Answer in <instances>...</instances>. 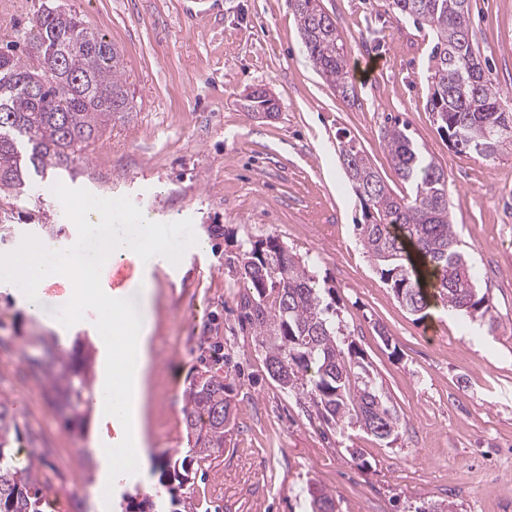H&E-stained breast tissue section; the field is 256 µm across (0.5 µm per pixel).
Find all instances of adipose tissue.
<instances>
[{
    "instance_id": "adipose-tissue-1",
    "label": "adipose tissue",
    "mask_w": 512,
    "mask_h": 512,
    "mask_svg": "<svg viewBox=\"0 0 512 512\" xmlns=\"http://www.w3.org/2000/svg\"><path fill=\"white\" fill-rule=\"evenodd\" d=\"M106 201H98L94 217L83 220L76 234L51 242L38 239L26 246V260L16 255L0 257L8 285L27 313L42 315L44 285L78 281L96 303L98 332L106 351L103 379L95 393V407L113 424L123 425L129 432L125 447L100 444L96 456L108 475L137 471L149 458L148 443L142 434L143 402L151 360L150 327L135 314L126 312L124 294L100 285L103 269L116 265L131 254H160L162 240L153 228L130 238L120 225L99 220Z\"/></svg>"
}]
</instances>
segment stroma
I'll return each mask as SVG.
<instances>
[{
	"label": "stroma",
	"instance_id": "35a3bbf8",
	"mask_svg": "<svg viewBox=\"0 0 512 512\" xmlns=\"http://www.w3.org/2000/svg\"><path fill=\"white\" fill-rule=\"evenodd\" d=\"M336 22L348 63L374 56L380 69L353 75L343 100L310 62L292 0H0V43L25 47L29 21L61 7L104 35L123 56L134 110L112 122L76 161L75 176L47 174L33 195L0 194V254L22 240L53 241L71 226L52 218L59 200L112 201V221L148 215L177 267L151 271L155 294L126 306L154 324L145 433L149 460L126 475L127 490L153 489L163 454L187 446L184 394L197 369L224 377L235 425L199 469L187 493L197 512H310V491L336 499V512H420L452 501L454 512H512V150L495 160L456 152L437 129L428 100L434 32L396 18L388 0H320ZM472 38L488 76L512 112V0H470ZM262 88L273 116L247 111ZM409 125L426 156L448 175L450 219L492 297L496 327L437 308L416 320L400 305L355 231L362 209L339 150L353 139L394 192L404 185L384 147L388 117ZM278 236L315 257L313 271L335 289L350 340L363 352L404 425L384 444L358 429L339 433L312 418L304 395L275 383L257 336L238 315L243 282L233 263L245 240ZM65 294L45 292L30 318L0 290V397L12 403L23 450L34 451L41 480L68 492L87 512H112L100 469L84 449L119 438L99 413L86 436L48 407V383L27 368L40 348L29 336L92 335L96 311L78 318ZM368 462L358 469L351 449Z\"/></svg>",
	"mask_w": 512,
	"mask_h": 512
}]
</instances>
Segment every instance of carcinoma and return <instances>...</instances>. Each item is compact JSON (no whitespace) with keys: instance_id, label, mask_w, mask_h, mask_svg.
<instances>
[{"instance_id":"cac0c4a2","label":"carcinoma","mask_w":512,"mask_h":512,"mask_svg":"<svg viewBox=\"0 0 512 512\" xmlns=\"http://www.w3.org/2000/svg\"><path fill=\"white\" fill-rule=\"evenodd\" d=\"M469 2L389 0V6L395 15L436 33L429 106L448 144L493 161L512 144V112L502 110L499 92L485 77L470 35ZM293 6L313 66L343 99L353 97L336 21L319 0H293ZM30 31L25 54L11 44L0 48V192L16 197L29 191L31 175L68 168L109 123L132 111L119 50L77 15L44 9L31 19ZM247 99L269 115L277 110L264 90L252 91ZM383 140L397 176L408 185L404 194L388 189L353 141L340 151L363 208L365 222L357 225L363 248L398 302L419 319L439 304L494 327L496 306L479 291V272L451 224L447 173L425 156L408 125L394 121L385 127ZM234 264L245 284L238 306L265 349L269 375L279 384L288 378V390L305 395L327 428L351 425L385 444L394 442L400 416L354 342L343 338L334 289L313 274L314 261L268 236L249 243ZM31 340L47 356L30 364L45 367L56 411L84 434L88 415L83 405L93 385L92 344L77 336L67 350L58 336ZM185 401L192 448L183 457L165 456L159 489L125 494L124 512H153L155 499L163 495L173 512H195L183 490L197 473L194 466L224 447L229 432L224 414L231 400L224 377L205 370L186 390ZM20 439L8 402L0 399V512H43L50 487L40 481L34 462L19 463ZM310 507L311 512H336L333 497L322 490Z\"/></svg>"}]
</instances>
